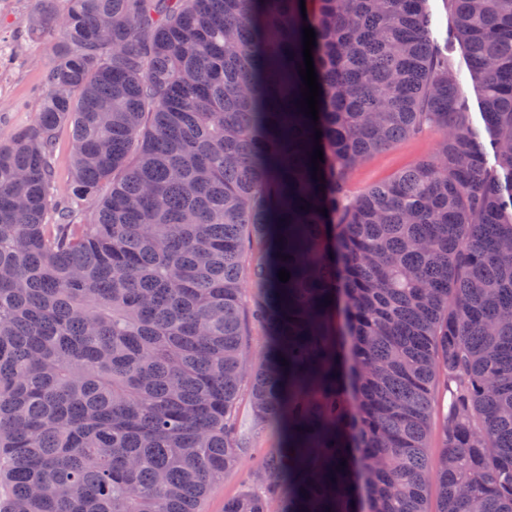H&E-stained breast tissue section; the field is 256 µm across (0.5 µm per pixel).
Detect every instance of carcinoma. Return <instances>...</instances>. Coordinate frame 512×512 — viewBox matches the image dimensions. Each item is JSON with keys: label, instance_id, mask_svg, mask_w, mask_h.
<instances>
[{"label": "carcinoma", "instance_id": "1", "mask_svg": "<svg viewBox=\"0 0 512 512\" xmlns=\"http://www.w3.org/2000/svg\"><path fill=\"white\" fill-rule=\"evenodd\" d=\"M446 4L504 181L426 0H35L62 47L0 143V512H199L251 452L245 391L281 444L224 512H427L432 483L437 512H512V0ZM71 155V133L68 127H63L58 132L55 151L57 188L59 192H64L67 189L69 183L71 171ZM438 138L435 131L426 130L374 152L353 170L350 177L351 192L357 194L388 180L419 160L430 157L436 150ZM245 321H244V335L243 341L246 344V349L253 353L256 360H258L260 352L265 345V336L261 327L251 318V296L252 290L248 284L245 285Z\"/></svg>", "mask_w": 512, "mask_h": 512}]
</instances>
